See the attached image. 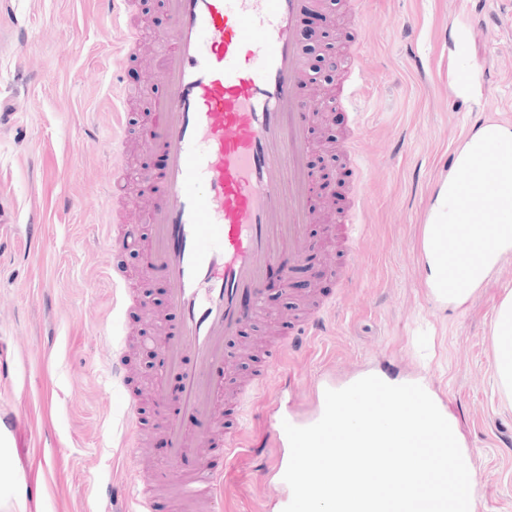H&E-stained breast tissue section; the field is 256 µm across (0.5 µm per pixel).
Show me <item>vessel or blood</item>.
<instances>
[{
	"mask_svg": "<svg viewBox=\"0 0 512 512\" xmlns=\"http://www.w3.org/2000/svg\"><path fill=\"white\" fill-rule=\"evenodd\" d=\"M163 4L168 33L148 137L162 147L164 162L129 189L152 198L140 218L113 208L121 232L112 243L145 238L148 270L167 286L173 324L156 342L181 382L182 413L165 422L170 462L161 475L220 512L223 477L201 457L218 440L228 455L240 447L238 432L220 435L214 427L224 406V376L238 362L233 342L266 315L271 271L293 274L313 249L306 234L316 212L309 159L320 104L302 93L311 74L299 34L304 16L321 11L324 0ZM362 60V48L352 49L335 101L356 124L364 100ZM494 149V141H486L463 171L465 203L483 215L502 204L485 186ZM367 206L365 193H357L337 227L345 240L364 233ZM492 228L469 216L429 233L428 245L445 258L457 287H466L479 258L476 243ZM319 323L316 316L294 323L286 343L309 340ZM190 455L199 463L187 471L183 461ZM122 498L133 512H154L151 487L133 485Z\"/></svg>",
	"mask_w": 512,
	"mask_h": 512,
	"instance_id": "1",
	"label": "vessel or blood"
}]
</instances>
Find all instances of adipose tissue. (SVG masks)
Segmentation results:
<instances>
[{
	"label": "adipose tissue",
	"instance_id": "1",
	"mask_svg": "<svg viewBox=\"0 0 512 512\" xmlns=\"http://www.w3.org/2000/svg\"><path fill=\"white\" fill-rule=\"evenodd\" d=\"M494 135L498 142L499 161L491 174V183L497 187L512 189V130L495 128L494 132L478 129L463 150L464 157H472L482 147L487 135ZM488 251L486 263L474 269L470 287L461 290L452 287L453 275L442 265L440 259L431 249H424L421 265L425 281L433 293H447L449 307L457 308L467 303L492 269L506 256L512 254V211L501 214L495 235L486 239ZM493 336L495 357L493 373L500 392L512 398V291L507 292L500 303L494 324Z\"/></svg>",
	"mask_w": 512,
	"mask_h": 512
}]
</instances>
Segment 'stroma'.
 I'll list each match as a JSON object with an SVG mask.
<instances>
[{
	"instance_id": "stroma-1",
	"label": "stroma",
	"mask_w": 512,
	"mask_h": 512,
	"mask_svg": "<svg viewBox=\"0 0 512 512\" xmlns=\"http://www.w3.org/2000/svg\"><path fill=\"white\" fill-rule=\"evenodd\" d=\"M140 2L141 56L127 62L124 31L98 23L97 0H0V409L20 417L0 447V512H14L20 500L26 512H108L105 488L153 475L167 457L154 426L176 405L152 399L149 384L161 369L145 346L164 325L166 288L145 274L143 254L113 252L99 231L113 166L132 182L163 164L143 137L156 90L143 58L167 21L160 0ZM326 17L308 43L310 62L324 72L311 95L330 101L350 47H364L366 232L355 246L353 283L341 287L348 249L334 227L357 176L339 151L348 125L329 109L312 136L311 161L332 174L308 230L312 273L288 290L270 289L267 320L241 336L254 355L238 381L252 377L301 301L333 308L318 336L282 350L281 367L247 408L237 454L210 449L224 466L223 512H281L286 489L261 472L274 449L270 421L284 413L314 423L326 387L372 370L390 379L426 374L476 470L474 512H512V404L491 368L492 323L512 288V257L454 310L435 304L419 264L429 200L450 150L487 117L512 127V0H362L356 9L329 0ZM120 104L126 128L112 121ZM116 266L149 296V310L122 309ZM119 333L130 391L151 429L136 467L125 457L121 396L107 369Z\"/></svg>"
}]
</instances>
